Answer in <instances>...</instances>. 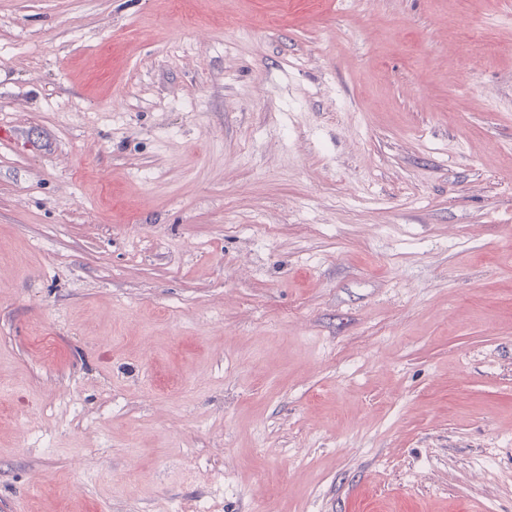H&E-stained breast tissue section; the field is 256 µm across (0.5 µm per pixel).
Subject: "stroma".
I'll return each mask as SVG.
<instances>
[{
	"label": "stroma",
	"mask_w": 512,
	"mask_h": 512,
	"mask_svg": "<svg viewBox=\"0 0 512 512\" xmlns=\"http://www.w3.org/2000/svg\"><path fill=\"white\" fill-rule=\"evenodd\" d=\"M0 45V512H512V0Z\"/></svg>",
	"instance_id": "obj_1"
}]
</instances>
